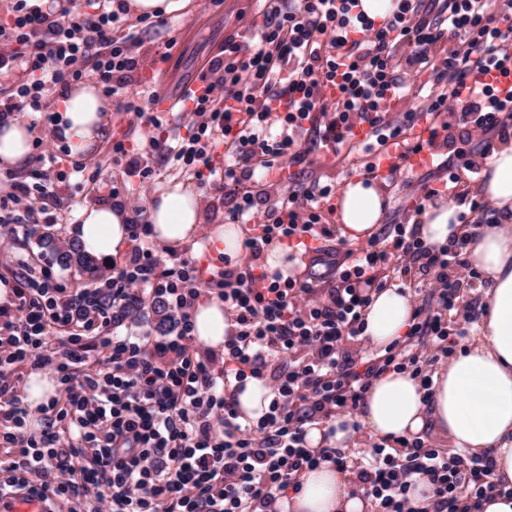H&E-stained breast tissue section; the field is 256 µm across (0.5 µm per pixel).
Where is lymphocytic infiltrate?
<instances>
[{"label":"lymphocytic infiltrate","mask_w":512,"mask_h":512,"mask_svg":"<svg viewBox=\"0 0 512 512\" xmlns=\"http://www.w3.org/2000/svg\"><path fill=\"white\" fill-rule=\"evenodd\" d=\"M11 12L12 24L0 25V72L10 80L0 122L49 111L50 93H66L89 72L114 92V80L138 67L112 36L120 19L113 0L88 7L12 0ZM262 16L254 45L225 39L223 57L211 65L223 107H215L212 89L189 94L199 132L173 145L150 137L152 148L196 169L223 147L234 159L224 176L242 186L256 168L301 159L295 136L330 89L336 107L321 144L339 150L365 121L371 138L361 148L370 155L417 121L414 112L389 120L388 106L434 56V81L448 89L428 97L427 115L440 120L430 135L458 127L461 168L479 173L492 137L512 136V95L501 97L487 79L512 77L511 6L496 18L486 0H396L379 23L359 0H301L291 10L264 0ZM477 73L485 82H472ZM38 160L28 180L0 196V239L28 237L54 221L36 201L53 195L58 157L45 148ZM331 192L328 185L291 190L245 241L243 262L219 270L236 325L219 369L192 345L198 261L161 267L145 244L150 230L140 206L129 220L136 248L98 288L68 290L43 260L1 253L0 267L14 271L13 303L0 306V473L12 493L40 498L49 512H71L88 499L91 512H276L303 472L331 463L352 472L353 492L367 498L369 512H482L497 489L490 454L447 451L426 436L377 444L367 457L306 445L308 424L358 414L384 372H410L431 390L430 366L448 357L474 320L461 292L481 281L467 260L471 236L432 249L408 223L337 259L320 214ZM284 240L312 254L313 270L300 278L259 271L264 247ZM397 278L416 282L424 297L402 341L382 354L368 351L370 293ZM151 298L174 314V328L155 339L118 334L129 308ZM92 350L98 361H90ZM46 364L55 366L65 399L42 407L44 426L34 433L13 379L22 366ZM264 377L273 394L268 412L240 422L228 384ZM36 472L42 481L33 480ZM420 480L433 492L424 503L413 495Z\"/></svg>","instance_id":"1"}]
</instances>
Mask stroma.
Here are the masks:
<instances>
[{"label":"stroma","mask_w":512,"mask_h":512,"mask_svg":"<svg viewBox=\"0 0 512 512\" xmlns=\"http://www.w3.org/2000/svg\"><path fill=\"white\" fill-rule=\"evenodd\" d=\"M262 8L261 0H191L185 17L167 19L165 25H154L145 18H128L114 27L115 40L125 42L131 56L139 62L128 89L110 96L111 110L105 130L96 148L83 157L86 171L69 175L57 183L54 196L43 200V207L55 216V223L41 225L39 234L28 238L0 239V252L48 257L49 252L41 241L42 234L48 232L57 239H70L78 214L88 205L114 197L123 203L128 197L136 196L145 206L166 183L181 181L195 186L204 197V218L196 234V243L186 246L181 254L198 257L201 267L213 271L222 267L219 254L200 253L196 247L206 242L211 225L231 223L237 184L217 175L196 176L151 148L145 139L148 126L125 112L124 103L131 90L147 93L158 90L169 98L181 99L184 89L221 58L225 39L231 37L248 44L255 42V25L261 20ZM333 110L332 99H324L322 108L313 112L310 123L298 134V148L305 156L302 162L291 164L289 177L274 178L258 172L249 181L248 187L257 197L253 223H267L274 203L287 195L290 183L305 187L331 184L340 188L347 180L361 177L366 155L347 149L334 153L316 142L320 126ZM117 141L125 142L131 156L154 170L153 184L141 187L138 178L129 175L125 163L113 160L112 146ZM429 151L434 155L433 166L381 179L385 209L379 232H387L395 224L416 220L421 182H428L430 187L437 189L440 199H447L448 163L454 154L439 142L430 146Z\"/></svg>","instance_id":"stroma-1"}]
</instances>
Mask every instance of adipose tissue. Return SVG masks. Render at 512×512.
Returning <instances> with one entry per match:
<instances>
[{
  "label": "adipose tissue",
  "mask_w": 512,
  "mask_h": 512,
  "mask_svg": "<svg viewBox=\"0 0 512 512\" xmlns=\"http://www.w3.org/2000/svg\"><path fill=\"white\" fill-rule=\"evenodd\" d=\"M60 130L79 152L95 147L103 131L108 100L96 84L71 87L59 98ZM32 133L28 123L0 124V166L20 170L29 159ZM500 214L499 222L482 228L468 248V260L488 286L485 311L474 326L468 348L432 376L433 398L424 402L418 379L406 372L389 371L377 378L358 415L342 414L325 424L309 427L310 448H356L366 439L387 442L410 439L425 431L449 447L471 454L491 453L492 480L512 490V140L500 143L487 162L478 187ZM340 230L350 241L370 238L384 212L381 188L366 179L348 180L338 197ZM460 207L441 200L421 216L419 235L427 246L446 244L467 234L459 219ZM73 235L82 251L101 262H111L129 240V217L119 205L103 202L84 208ZM146 219L152 238L176 252L190 244L203 220L200 193L181 182L167 185L148 204ZM366 309V336L382 350L402 340L409 328L411 296L394 284L372 292ZM196 345L209 353L224 350L234 323L218 295L197 302L191 309ZM297 491L280 498L278 512H366L367 502L351 495L347 473L324 463L304 472Z\"/></svg>",
  "instance_id": "adipose-tissue-1"
}]
</instances>
